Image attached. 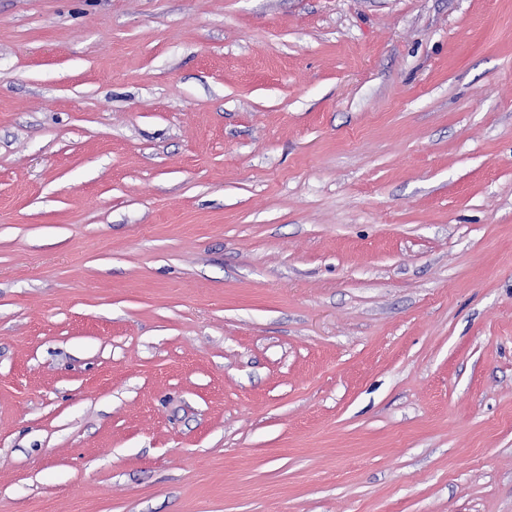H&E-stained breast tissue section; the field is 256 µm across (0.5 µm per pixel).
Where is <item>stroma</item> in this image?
<instances>
[{"instance_id": "1", "label": "stroma", "mask_w": 512, "mask_h": 512, "mask_svg": "<svg viewBox=\"0 0 512 512\" xmlns=\"http://www.w3.org/2000/svg\"><path fill=\"white\" fill-rule=\"evenodd\" d=\"M0 512H512V0H0Z\"/></svg>"}]
</instances>
